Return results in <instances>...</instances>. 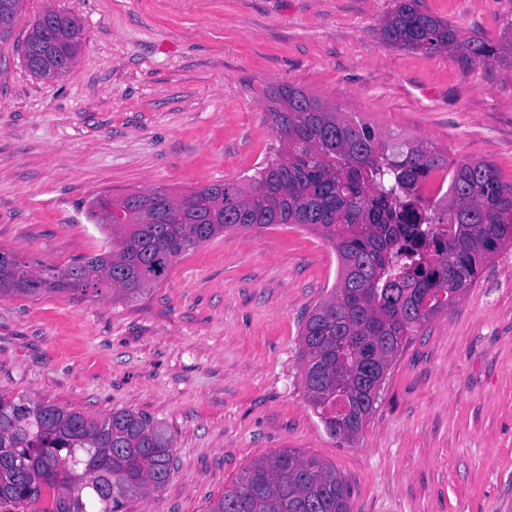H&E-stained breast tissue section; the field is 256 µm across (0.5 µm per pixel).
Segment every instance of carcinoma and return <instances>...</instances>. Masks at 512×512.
Returning a JSON list of instances; mask_svg holds the SVG:
<instances>
[{
  "label": "carcinoma",
  "mask_w": 512,
  "mask_h": 512,
  "mask_svg": "<svg viewBox=\"0 0 512 512\" xmlns=\"http://www.w3.org/2000/svg\"><path fill=\"white\" fill-rule=\"evenodd\" d=\"M25 0H0V36ZM26 36L34 75L66 74L81 50L69 12L47 9ZM382 43L426 54L461 52L512 66V36L461 38L445 20L395 0ZM280 149L248 180L173 195L156 188L89 213L112 246L64 268L0 247V298L45 293L131 299L161 284L182 255L236 230L298 224L335 251L338 282L308 314L300 336L303 382L326 432L354 443L373 412L392 360L410 331L459 302L495 254L512 248V184L483 161L449 168L448 222L424 186L448 157L425 142L385 143L373 129L292 85L267 92ZM349 388V432L336 427V386ZM173 472L171 439L130 410L90 415L49 402L0 396V507L17 512H123L162 490ZM351 489L336 469L290 449L250 462L207 512H350Z\"/></svg>",
  "instance_id": "obj_1"
}]
</instances>
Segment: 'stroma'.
<instances>
[{"instance_id":"obj_1","label":"stroma","mask_w":512,"mask_h":512,"mask_svg":"<svg viewBox=\"0 0 512 512\" xmlns=\"http://www.w3.org/2000/svg\"><path fill=\"white\" fill-rule=\"evenodd\" d=\"M394 0H25L0 40V247L66 266L104 249L96 195L172 193L254 174L278 142L265 92L293 85L512 183V68L383 44ZM462 35L501 37L512 0H418ZM73 12L80 55L33 76L22 47L45 9ZM337 281L304 227L214 238L141 299L0 298V395L129 409L173 439L168 484L125 512H206L280 449L336 467L351 512H512V249L391 363L356 444L310 406L304 320Z\"/></svg>"}]
</instances>
